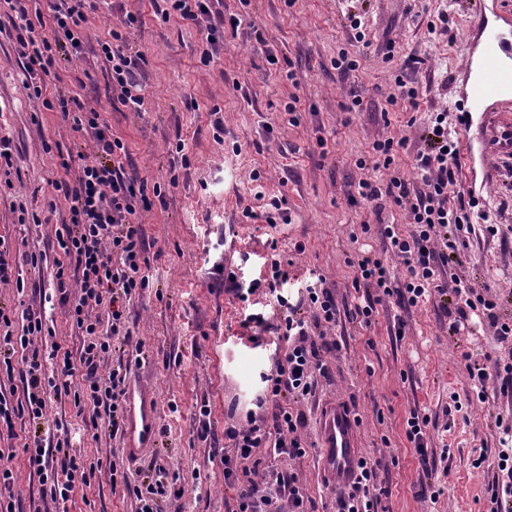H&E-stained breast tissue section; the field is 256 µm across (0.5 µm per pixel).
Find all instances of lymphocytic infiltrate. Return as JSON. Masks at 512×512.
<instances>
[{
    "label": "lymphocytic infiltrate",
    "instance_id": "lymphocytic-infiltrate-1",
    "mask_svg": "<svg viewBox=\"0 0 512 512\" xmlns=\"http://www.w3.org/2000/svg\"><path fill=\"white\" fill-rule=\"evenodd\" d=\"M166 16L194 25L205 35L199 59L209 64L224 50L226 29H238V17H225L222 0H165ZM97 9L96 0H47L46 5H28L27 0H0V10L15 14L13 26L15 50L27 73L25 88L30 100L44 110L60 111L74 130L91 135L97 147L93 159L75 164L73 155H61L59 176L51 179L54 197L68 207V221L56 225L53 249V282L41 298V306L23 309L0 306V432L17 439L16 422L25 420L34 427L32 441L21 448H8V457L23 453L31 474L38 478L41 499L68 501L76 487L89 485L98 469L84 457L72 454L66 439L68 427L57 423L61 434L56 443H46L38 427L44 416L46 394L67 399L77 413L86 406L103 409L109 437L123 434L126 420V382L130 361H118L112 368L104 362L112 351L114 339L130 338L126 326L127 304L132 296L150 286L151 269L142 236L139 214L149 209L153 198L162 197L160 184L127 176L124 162L128 147L115 135L96 110L79 108L78 96L50 93L48 85L57 78L60 61L79 58L88 38L90 18ZM142 17L130 12L120 18L119 26L109 28L96 43L109 64V90L113 99L139 112L145 97L141 72L142 52L126 49L130 30L141 27ZM385 61L394 62L395 94L389 105L418 111L419 91L405 80L417 60H396L394 43L385 45ZM405 140L384 137L374 141L372 151L355 161L357 168L369 171L360 180L358 194L374 213H381L384 202L404 211L408 231L397 225L381 227L382 252L358 253L349 261L355 269L354 290L362 291L353 319L370 324L377 307L388 298L398 306L416 307L439 296L440 306L454 321L451 334H459L472 317L489 319L498 340L512 338V319L495 314L498 297L490 288L475 289L462 279L447 283L449 263L460 262L465 237L474 231L496 237L501 232L481 197L451 199L449 190L459 180L460 144L448 129V111L430 113L424 124L422 145L408 166H401L399 154ZM403 265L406 278L398 280L388 260ZM258 276L245 278L242 267L216 271L225 278L229 292L241 302H249L258 290L273 297L279 313L270 322L264 313H251L241 322L251 342H259L265 331H275L282 345L275 349L271 365L260 379L263 388L255 397L256 409L248 413L246 424L225 428L224 437L233 449L225 453L224 485L235 493L233 512H307L308 499L295 473L275 467V459H296L306 455L302 431L307 419L302 409L314 397L318 380L327 376L324 353L338 350L339 343L330 333L337 322L336 297L323 276L307 279L298 298H289L286 285L290 274L278 253H270ZM56 301L82 338L78 351L56 343L54 327L48 323L45 305ZM104 316H96V309ZM52 338L50 352L39 342ZM55 361L60 375L44 374L45 360ZM19 385H10V378ZM475 468L490 467L492 480L490 512H512V448L499 450L494 460L478 456ZM359 476L348 490L337 492L338 512H378L383 497L390 491L379 474L389 465L379 459L362 458ZM154 481L134 484L128 473L110 466L112 485L122 486L134 495L136 512H162L166 496L181 497L179 474L156 466Z\"/></svg>",
    "mask_w": 512,
    "mask_h": 512
}]
</instances>
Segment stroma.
Masks as SVG:
<instances>
[{
    "mask_svg": "<svg viewBox=\"0 0 512 512\" xmlns=\"http://www.w3.org/2000/svg\"><path fill=\"white\" fill-rule=\"evenodd\" d=\"M88 41L79 59L68 63L57 89L80 91L83 102L97 108L114 134L125 140L130 159L128 175L166 184L162 201L141 213L148 245L152 288L132 298L129 327L142 353L132 366L130 382H142L155 392L159 431L154 449L137 461L127 460L122 438H109L91 421L76 418L71 403H54L43 425L69 424L71 448L86 459L99 458L125 466L132 481L150 474L152 463L179 473L184 487L178 500H166L163 512H230L233 492L224 486V428L244 422L260 386V374L277 337L265 333L262 346L241 341L244 303L226 292L213 263H239L259 274L268 253L265 242L277 241L280 254L292 260L291 272L316 271L336 289L340 313L335 336L345 344L329 357V375L320 379L316 394L303 406L308 455L284 461L296 473L306 493L309 512H336V495L319 468L316 448L319 405L342 397L361 419L364 455L396 458L386 478L390 512H488L489 476L473 468L479 453L494 455L504 434L496 415L512 414V393H501L489 382L486 400H474L462 352L473 360L492 358L512 363V341L498 342L488 319H471L460 341L448 334L449 318L430 299L408 310L395 303L380 307L371 326L351 320L358 301L352 287L354 270L347 260L364 250L381 249L378 232L362 234L371 219L367 204L350 205L366 171L354 165L379 137L405 139L400 160L412 157L419 144V122L426 113L459 100V68L467 50L461 0H224L225 13L243 17L237 33H225L224 51L211 65L200 64L204 36L177 20H163L162 0H99ZM140 13L143 25L131 45L144 53L143 112L112 104L106 95L108 66L95 42L117 21L120 10ZM454 20L452 36L429 33L427 22L439 11ZM364 14L372 45L359 68L343 74L331 65L351 33L346 15ZM12 20L0 13V136L10 138L14 155L11 188L0 190V235L15 241L21 253H51L52 225L67 216L65 205L48 212L56 175V153H45L42 140L60 144L62 151L93 157L92 139L73 130L59 113L37 111L26 97L22 63L10 37ZM393 40L398 57L412 56L419 64L410 77L419 90L417 124L408 113L383 115L392 90L393 69L382 59L381 47ZM276 63H269V56ZM359 95L363 110L343 125L340 109L349 94ZM299 100L298 125L287 122L284 105ZM220 107L224 141L216 143L209 111ZM184 139L192 157L181 171L177 187L167 181L172 157L168 146ZM240 153H233V145ZM264 175L263 190L285 197L290 223L269 227L264 220H243L241 211L254 205L248 180L251 170ZM457 192H482L505 235L485 239L473 233L457 277L486 285L500 298L499 317H512V172L501 170L491 185L481 174L462 168ZM44 213L42 226L21 225V210ZM24 290L0 285V301L38 304L54 275L52 261L34 268L23 265ZM407 323L403 339L394 336L396 319ZM209 400L211 429L199 439L196 412ZM177 411H170V404ZM426 414L428 453L443 488L438 502L424 495L427 479L405 436L411 409ZM17 475L14 499L20 512H39L37 478L31 477L23 455L0 460ZM66 512H135V500L113 490L108 473L90 486L76 488Z\"/></svg>",
    "mask_w": 512,
    "mask_h": 512,
    "instance_id": "35a3bbf8",
    "label": "stroma"
}]
</instances>
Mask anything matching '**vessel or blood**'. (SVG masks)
<instances>
[{"label": "vessel or blood", "mask_w": 512, "mask_h": 512, "mask_svg": "<svg viewBox=\"0 0 512 512\" xmlns=\"http://www.w3.org/2000/svg\"><path fill=\"white\" fill-rule=\"evenodd\" d=\"M467 55L462 71L461 110L473 138L465 153H477L484 181H492L495 163L512 165V11L488 7L477 0L469 13ZM320 467L331 486H343L355 476L361 447L355 416L340 400L325 402L317 420ZM157 441V408L152 392L142 384L127 391L124 452L136 458Z\"/></svg>", "instance_id": "1"}]
</instances>
